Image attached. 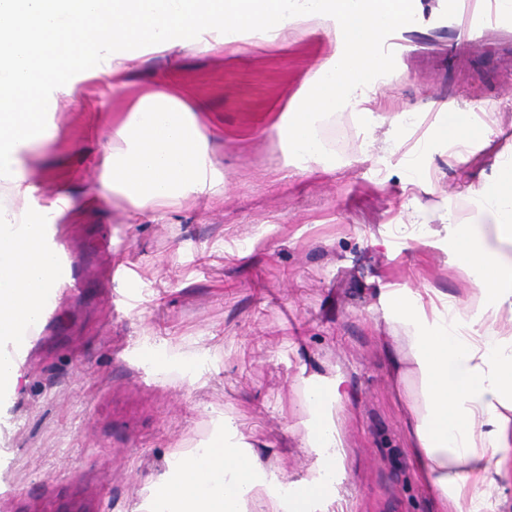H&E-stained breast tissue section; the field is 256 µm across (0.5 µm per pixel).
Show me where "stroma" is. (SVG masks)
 Returning <instances> with one entry per match:
<instances>
[{"label":"stroma","instance_id":"35a3bbf8","mask_svg":"<svg viewBox=\"0 0 512 512\" xmlns=\"http://www.w3.org/2000/svg\"><path fill=\"white\" fill-rule=\"evenodd\" d=\"M454 40L445 0H421L370 115L340 112L339 152L309 173L272 126L333 52L315 23L284 46L151 56L123 91L102 77L59 97L48 114L57 136L20 150L32 191L17 207L96 190L105 146L149 85L199 105L224 195L197 194L163 214L118 196L50 214L87 288L61 298L33 368L0 408L10 423L0 431V512H142L169 455L213 445L226 414L265 464L299 478L312 461L303 445L307 368L345 380L339 508L436 512L414 466L383 298L390 288H436L459 307L476 305L469 275L440 243L442 217L449 208L469 217L468 187L512 157V35L491 31L458 53L448 50ZM478 99L490 145L475 144L459 163L433 144L420 184L404 186L412 144L442 114L467 120ZM396 112L410 123L393 128ZM411 198L425 217L412 233L396 225ZM108 262L121 271L110 302L99 295ZM192 373L207 386H190Z\"/></svg>","mask_w":512,"mask_h":512}]
</instances>
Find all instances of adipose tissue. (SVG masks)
Instances as JSON below:
<instances>
[{
	"label": "adipose tissue",
	"mask_w": 512,
	"mask_h": 512,
	"mask_svg": "<svg viewBox=\"0 0 512 512\" xmlns=\"http://www.w3.org/2000/svg\"><path fill=\"white\" fill-rule=\"evenodd\" d=\"M419 0H0V319L31 303L33 280L51 269L32 264L40 213L16 208L25 189L18 175L21 146L54 138L46 112L56 93L108 77L126 86L134 62L129 46L155 54L287 42L302 20L327 24L339 39L319 65L310 90L294 98L275 129L293 157L325 153L313 119L370 102L378 60L369 52L379 24L409 32ZM120 145L104 160L97 196L63 195L52 212L88 207L119 193L135 209L166 212L197 193L222 196L224 181L208 156V139L193 108L165 91L146 89L116 129ZM477 216L492 227L449 220L445 245L472 275L481 302L459 308L439 294L425 306L420 293L392 288L385 299L401 332L390 357L395 378L420 381L406 392L413 458L439 512H480L499 478L512 471V165L470 187ZM26 226L25 235L15 226ZM340 376L314 373L305 381L309 404L308 479L285 492L281 472L258 452L225 439L223 447L178 449L152 494L167 512H332L345 455L335 421L343 403Z\"/></svg>",
	"instance_id": "adipose-tissue-1"
}]
</instances>
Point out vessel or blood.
<instances>
[{"instance_id":"obj_1","label":"vessel or blood","mask_w":512,"mask_h":512,"mask_svg":"<svg viewBox=\"0 0 512 512\" xmlns=\"http://www.w3.org/2000/svg\"><path fill=\"white\" fill-rule=\"evenodd\" d=\"M448 19L462 44L471 46L487 29L512 26V0H451ZM38 250L40 260L52 267L54 278L49 283H33L35 312L13 309L16 330L10 336L0 335V402L11 398L14 391L11 379L27 368L31 345L43 320L55 313L62 287L76 279L73 266L62 253L57 225L41 226Z\"/></svg>"}]
</instances>
